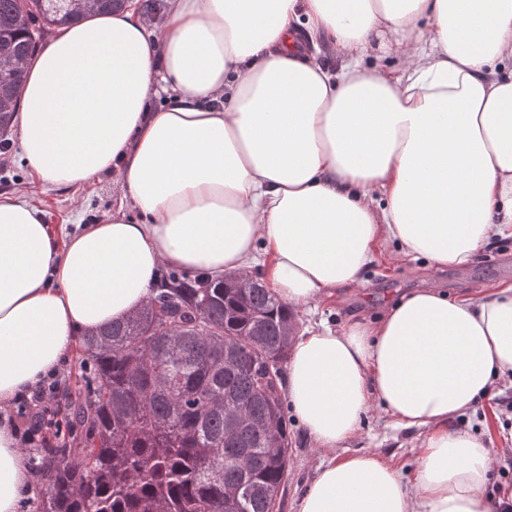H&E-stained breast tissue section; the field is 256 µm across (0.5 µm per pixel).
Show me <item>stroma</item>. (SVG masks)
I'll use <instances>...</instances> for the list:
<instances>
[{"label":"stroma","instance_id":"1","mask_svg":"<svg viewBox=\"0 0 512 512\" xmlns=\"http://www.w3.org/2000/svg\"><path fill=\"white\" fill-rule=\"evenodd\" d=\"M0 193L22 196L42 208L52 231L61 236L111 215L121 199L112 173L76 189H37L16 146L0 158ZM391 250V244L379 243L359 285L338 290L316 308L298 310L299 329L323 325L336 330L350 319H377L390 301L417 288H437L455 297L478 296L512 284V235L493 239L462 268L438 269L423 258L395 261ZM285 417L290 449L288 480L279 492L280 512H295L296 501L313 480L321 456L293 410H286ZM450 425L482 437L496 458L492 482L512 489V382H498L489 396L457 415ZM418 442L417 434L392 429L380 413L373 411L345 451L376 452L393 458L408 480Z\"/></svg>","mask_w":512,"mask_h":512}]
</instances>
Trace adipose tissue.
<instances>
[{
    "label": "adipose tissue",
    "instance_id": "adipose-tissue-1",
    "mask_svg": "<svg viewBox=\"0 0 512 512\" xmlns=\"http://www.w3.org/2000/svg\"><path fill=\"white\" fill-rule=\"evenodd\" d=\"M325 38L331 71L307 45ZM394 52L393 74L366 66ZM35 185L115 171L128 208L64 239L0 195V407L83 333L140 308L163 265L216 276L263 253L307 307L357 285L377 242L437 268L512 235V0H174L162 24L92 10L27 64ZM512 378V285L423 288L294 339L286 396L326 454L296 512H493L495 458L451 420ZM377 410L418 431L411 481L340 449ZM40 476L0 426V512Z\"/></svg>",
    "mask_w": 512,
    "mask_h": 512
}]
</instances>
